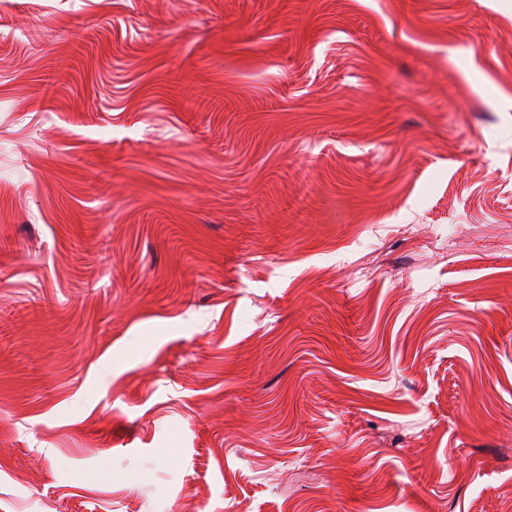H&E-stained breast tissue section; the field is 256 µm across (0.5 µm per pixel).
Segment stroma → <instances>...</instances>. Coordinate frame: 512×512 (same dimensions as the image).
I'll use <instances>...</instances> for the list:
<instances>
[{
  "mask_svg": "<svg viewBox=\"0 0 512 512\" xmlns=\"http://www.w3.org/2000/svg\"><path fill=\"white\" fill-rule=\"evenodd\" d=\"M512 507V0H0V512Z\"/></svg>",
  "mask_w": 512,
  "mask_h": 512,
  "instance_id": "obj_1",
  "label": "stroma"
}]
</instances>
